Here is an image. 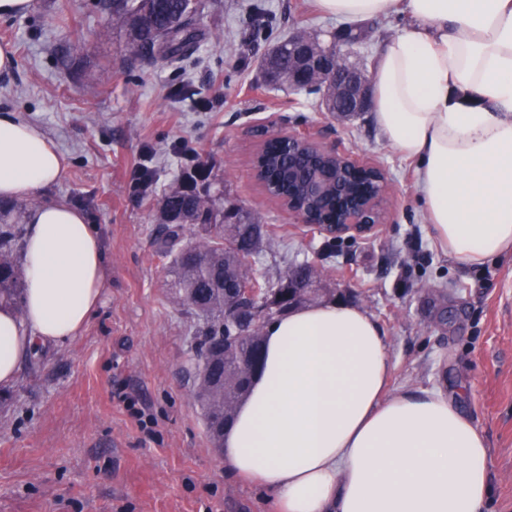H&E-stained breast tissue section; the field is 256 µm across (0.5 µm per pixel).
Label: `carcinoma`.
<instances>
[{"mask_svg": "<svg viewBox=\"0 0 512 512\" xmlns=\"http://www.w3.org/2000/svg\"><path fill=\"white\" fill-rule=\"evenodd\" d=\"M112 25L127 33L132 57L178 61L194 54L201 37L198 0H105ZM280 85L288 77V41L275 43ZM259 179L276 199H301L298 187L284 177L288 148L270 141L260 151ZM22 210L0 201V305L22 311L25 285L16 250L22 236ZM161 224L157 253L170 259L171 293L195 320L201 337L195 353V398L209 436L221 440L224 425L234 420L237 405L247 394L263 350L262 335H253L237 316L250 307L241 288L254 283L258 298H275L288 305V282L309 278L311 265L292 268L273 288L255 275L253 260L262 251L268 231L249 211L224 210L213 194L204 166L183 171L159 208Z\"/></svg>", "mask_w": 512, "mask_h": 512, "instance_id": "1", "label": "carcinoma"}]
</instances>
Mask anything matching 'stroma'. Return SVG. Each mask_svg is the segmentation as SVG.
I'll return each mask as SVG.
<instances>
[{
  "mask_svg": "<svg viewBox=\"0 0 512 512\" xmlns=\"http://www.w3.org/2000/svg\"><path fill=\"white\" fill-rule=\"evenodd\" d=\"M206 35L178 63L128 60L126 36H102L99 0H34L0 20L17 66L0 75V114L39 127L69 168L43 196L84 213L101 241V306L69 341L41 346L0 387V512H276L265 490L224 471L187 370L195 329L155 251L159 202L184 168L205 166L268 225L254 267L275 281L307 262L333 300L382 327L391 384L438 388L485 432L492 486L483 512H512V256L463 267L439 250L417 190V162L387 146L371 114L341 122L320 97L274 89L260 64L288 33L321 39L342 22L315 0H201ZM398 12L361 21L349 64L369 70ZM287 117L295 131L381 165L386 218L329 237L296 223L255 179L253 129ZM154 183L132 184L139 169Z\"/></svg>",
  "mask_w": 512,
  "mask_h": 512,
  "instance_id": "stroma-1",
  "label": "stroma"
}]
</instances>
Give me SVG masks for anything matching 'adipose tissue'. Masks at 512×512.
Wrapping results in <instances>:
<instances>
[{
	"instance_id": "obj_1",
	"label": "adipose tissue",
	"mask_w": 512,
	"mask_h": 512,
	"mask_svg": "<svg viewBox=\"0 0 512 512\" xmlns=\"http://www.w3.org/2000/svg\"><path fill=\"white\" fill-rule=\"evenodd\" d=\"M348 20L402 10L410 28L374 66L372 116L418 163L438 248L464 267L512 254V0H319ZM67 160L32 124L0 115V200L58 182ZM23 312L0 306V386L36 345L75 337L100 305L101 245L58 200L26 213ZM265 361L224 434V467L277 512H482L483 430L441 392L387 390L380 325L355 304L295 308L264 330Z\"/></svg>"
}]
</instances>
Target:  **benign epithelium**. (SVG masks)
Listing matches in <instances>:
<instances>
[{"mask_svg": "<svg viewBox=\"0 0 512 512\" xmlns=\"http://www.w3.org/2000/svg\"><path fill=\"white\" fill-rule=\"evenodd\" d=\"M294 66L289 80L296 88L323 85V98L344 105L341 112H368L371 107V77L358 67L339 64L341 45L333 40L323 44L316 39L296 34L289 42ZM264 140L279 138L288 142V151L297 155L300 163L288 167V180L299 183L306 195L316 204L333 208L336 219L318 221L306 208L292 201L286 206L288 215L298 223L320 234L336 236L357 235L384 223L383 201L389 188L385 171L373 164L361 162L350 154L319 140L316 134L286 132L283 129H264ZM382 176L379 193L362 192L354 180Z\"/></svg>", "mask_w": 512, "mask_h": 512, "instance_id": "7a95c632", "label": "benign epithelium"}]
</instances>
